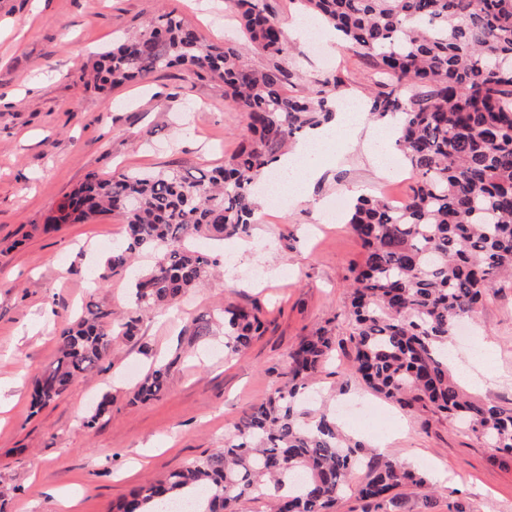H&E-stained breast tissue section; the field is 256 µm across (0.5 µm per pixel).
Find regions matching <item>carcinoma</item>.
<instances>
[{
	"instance_id": "1",
	"label": "carcinoma",
	"mask_w": 512,
	"mask_h": 512,
	"mask_svg": "<svg viewBox=\"0 0 512 512\" xmlns=\"http://www.w3.org/2000/svg\"><path fill=\"white\" fill-rule=\"evenodd\" d=\"M245 35L242 46L206 45L174 11L127 34L95 62L104 90L183 68L217 78L245 115L240 147L224 164L195 176L178 169L96 174L44 219L46 229L120 214L126 239L106 269L124 270L142 252L155 254L132 288L135 315L107 324L97 307L62 328L59 356L35 379L37 413L81 377L102 367L117 337L138 335L143 319L202 286L217 260L188 246L195 237L249 235L258 209L254 187L302 131L332 119L324 90L288 95L298 77L280 63L284 33L266 0H228ZM369 60L379 90L367 111L398 118L400 151L417 178L400 205L361 194L343 216L362 249L353 268L346 316L352 375L410 412L430 411L464 424L512 454V408L468 397L448 367V336L492 291L512 285V0H297ZM257 51L261 69L244 60ZM224 351L239 353L263 332L261 308L222 311ZM336 349L320 328L289 354L283 385L224 437V445L135 488L118 512H228L245 495L271 512H332L357 467L363 512L399 509L407 489L428 488L424 471L369 452L343 433L336 417L306 406L310 383ZM170 366L156 363L138 384L140 401L163 395Z\"/></svg>"
}]
</instances>
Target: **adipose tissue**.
I'll return each instance as SVG.
<instances>
[{
	"label": "adipose tissue",
	"mask_w": 512,
	"mask_h": 512,
	"mask_svg": "<svg viewBox=\"0 0 512 512\" xmlns=\"http://www.w3.org/2000/svg\"><path fill=\"white\" fill-rule=\"evenodd\" d=\"M365 120L361 112H340L334 126L315 129L308 140L297 143L281 158L279 165L287 174L282 189L291 201L305 199L311 183L318 177L320 150L346 143L364 128Z\"/></svg>",
	"instance_id": "1"
}]
</instances>
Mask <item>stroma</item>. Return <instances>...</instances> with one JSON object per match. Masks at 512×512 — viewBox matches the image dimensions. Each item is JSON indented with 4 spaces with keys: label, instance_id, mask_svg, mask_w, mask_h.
Wrapping results in <instances>:
<instances>
[{
    "label": "stroma",
    "instance_id": "stroma-1",
    "mask_svg": "<svg viewBox=\"0 0 512 512\" xmlns=\"http://www.w3.org/2000/svg\"><path fill=\"white\" fill-rule=\"evenodd\" d=\"M286 30L281 63L300 69L290 95L322 89L344 77L337 104L364 102L374 83L365 60L323 31L324 51L293 33L292 0H267ZM182 13L207 44L237 43L238 23L224 0H0V512H115L139 485L163 478L220 447L282 379L288 354L302 336L331 325L349 334L342 311L351 267L361 248L348 225L323 223L328 202L374 194L404 199L414 174L388 170L364 142L323 153V173L308 199L290 202L253 226L243 246L204 241L219 273L176 310L144 319L137 339H119L110 361L80 378L39 413L30 409L35 378L58 355L66 319L88 305L120 321L135 311L133 274L100 280L113 246L125 238L121 217L44 232L43 217L90 173L104 177L144 169H208L238 147L243 112L224 98L218 80H197L174 69L139 86L100 91L91 70L102 50L146 18ZM265 276L257 280L254 270ZM260 303L265 328L242 353L225 355L220 336L194 334L196 322L224 304ZM495 346L492 362L475 357L477 339ZM471 369L489 367L497 380L470 395L512 406V288L491 293L470 329L448 344ZM350 348L337 349L319 374L317 399L337 412L342 431L426 471L428 498L407 495L403 512H512V455L492 448L432 413H407L375 396L349 372ZM170 363L167 390L146 403L135 385L155 361ZM108 411L94 428L84 422L100 401ZM367 404L379 420L364 426L341 407Z\"/></svg>",
    "mask_w": 512,
    "mask_h": 512
}]
</instances>
